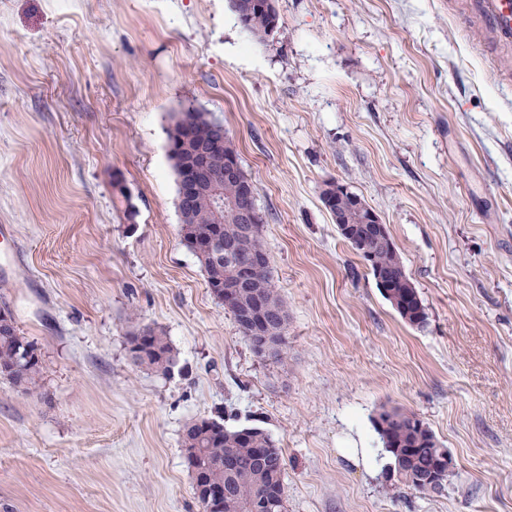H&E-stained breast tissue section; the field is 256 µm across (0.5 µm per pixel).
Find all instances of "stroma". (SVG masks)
Segmentation results:
<instances>
[{
  "label": "stroma",
  "instance_id": "1",
  "mask_svg": "<svg viewBox=\"0 0 512 512\" xmlns=\"http://www.w3.org/2000/svg\"><path fill=\"white\" fill-rule=\"evenodd\" d=\"M0 0V311L42 368L0 380V512H201L199 418L282 448L287 512H512V66L466 0ZM213 113L267 215L288 358L259 356L182 243L167 130ZM344 184L386 224L427 313L407 324L337 231ZM135 218H128L127 207ZM168 375L134 365L131 316ZM417 415L445 488L390 468ZM265 0H230V6L241 27L259 40H266L275 33L279 25L278 12L270 14L258 4L242 6L238 2H253ZM129 352L139 346V336H146L147 343L139 349V363L137 366H145L155 373L166 375L174 367L172 355L173 346L166 334L158 327L152 325H136L128 333ZM397 421L383 431H379L383 448L390 454L398 481L417 491L438 492L443 474L454 467V457L450 450L444 449L441 459V473L431 482L420 483L436 470L441 451L434 433L411 412L394 410ZM441 484L440 490L444 489Z\"/></svg>",
  "mask_w": 512,
  "mask_h": 512
}]
</instances>
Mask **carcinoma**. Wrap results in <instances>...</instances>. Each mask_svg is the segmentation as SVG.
<instances>
[{"instance_id": "carcinoma-1", "label": "carcinoma", "mask_w": 512, "mask_h": 512, "mask_svg": "<svg viewBox=\"0 0 512 512\" xmlns=\"http://www.w3.org/2000/svg\"><path fill=\"white\" fill-rule=\"evenodd\" d=\"M230 6L241 27L259 40H266L275 33L279 15L270 14L257 4L243 6L240 0H230ZM194 131L195 142L204 143L215 133L221 122L211 113L189 109L180 113L168 130V157L172 166L187 159V152L181 140L182 124ZM264 224L260 221L256 232L243 237L231 210L224 209V222H215L210 197L202 193L188 223L181 225L186 230L182 242L199 261L212 294L221 298L224 285L237 280L238 258L252 253H265ZM237 242L240 256L229 257L224 251L205 246ZM369 273L397 274L404 270L402 257L397 249L388 246L376 248L366 259ZM261 292L273 302L284 307V302L273 285L272 269L258 273L250 286L242 289V297L248 298L253 292ZM10 322L7 331L0 330V378L27 392L36 388L41 360L35 347L21 336L12 317L0 312V323ZM129 349L139 348V365L155 373L166 375L174 367L173 346L166 334L152 325H136L128 333ZM397 421L379 432L383 448L390 454L398 481L414 490H423L422 480L436 470L442 448L434 433L413 413L394 411ZM193 447L203 449V455L187 461L189 469L203 471L212 484L224 486L223 512H250L251 505L266 492L270 475L255 455V449L265 448L271 461L279 467V486L285 489V457L282 448L264 429L256 426L227 428L224 420L206 418L201 426L191 430ZM232 453L238 464L236 477L226 478L224 454Z\"/></svg>"}]
</instances>
